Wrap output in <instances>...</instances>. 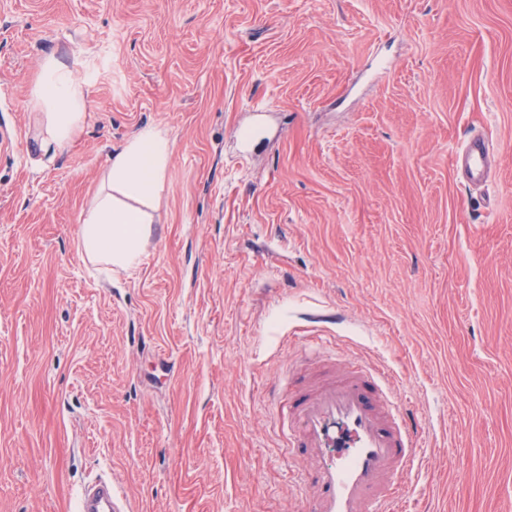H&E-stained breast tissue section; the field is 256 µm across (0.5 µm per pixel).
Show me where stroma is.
I'll list each match as a JSON object with an SVG mask.
<instances>
[{
    "instance_id": "1",
    "label": "stroma",
    "mask_w": 512,
    "mask_h": 512,
    "mask_svg": "<svg viewBox=\"0 0 512 512\" xmlns=\"http://www.w3.org/2000/svg\"><path fill=\"white\" fill-rule=\"evenodd\" d=\"M50 60L87 92L55 152ZM144 128L164 189L104 273L81 217ZM308 346L424 426L394 512L512 507V0H0V512L100 474L134 512H305ZM488 143L482 137L466 141L455 155V163L465 179L472 184L484 183L489 174Z\"/></svg>"
}]
</instances>
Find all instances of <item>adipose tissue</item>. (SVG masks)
<instances>
[{
    "label": "adipose tissue",
    "mask_w": 512,
    "mask_h": 512,
    "mask_svg": "<svg viewBox=\"0 0 512 512\" xmlns=\"http://www.w3.org/2000/svg\"><path fill=\"white\" fill-rule=\"evenodd\" d=\"M38 97L47 108L42 130L45 148L65 146L85 117L86 93L70 70L45 64ZM169 143L160 132L144 130L109 157L112 195L99 200L83 217L79 249L104 268L139 264L149 235L151 212L164 185Z\"/></svg>",
    "instance_id": "1"
}]
</instances>
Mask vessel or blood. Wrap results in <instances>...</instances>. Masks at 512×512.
<instances>
[{"mask_svg": "<svg viewBox=\"0 0 512 512\" xmlns=\"http://www.w3.org/2000/svg\"><path fill=\"white\" fill-rule=\"evenodd\" d=\"M488 143L466 141L455 155L465 179L484 183ZM383 377L347 361L329 376L300 374L291 395V447L311 456L307 512H389L417 456L421 424L385 392ZM77 512H132L115 481L99 479L78 496Z\"/></svg>", "mask_w": 512, "mask_h": 512, "instance_id": "1", "label": "vessel or blood"}]
</instances>
